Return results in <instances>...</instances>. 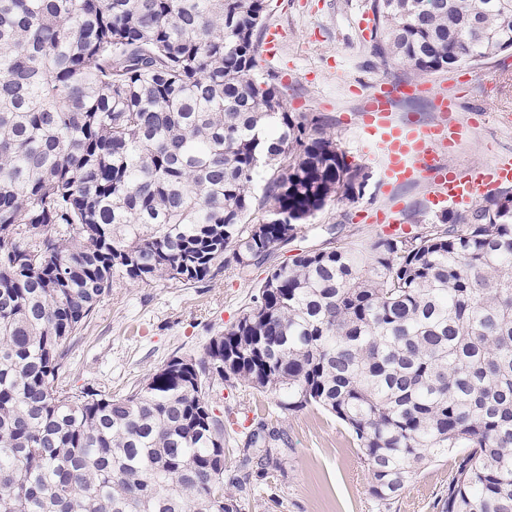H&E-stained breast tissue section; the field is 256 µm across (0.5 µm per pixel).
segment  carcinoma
Segmentation results:
<instances>
[{
	"label": "carcinoma",
	"mask_w": 512,
	"mask_h": 512,
	"mask_svg": "<svg viewBox=\"0 0 512 512\" xmlns=\"http://www.w3.org/2000/svg\"><path fill=\"white\" fill-rule=\"evenodd\" d=\"M267 0H0V512L280 505L283 433L254 414L224 488L215 385L341 421L382 505L462 449L437 512H512V192L465 224L268 265L368 178L259 68ZM371 47L416 75L512 43L503 0H371ZM267 266L203 356L124 396L67 362L114 276L193 285Z\"/></svg>",
	"instance_id": "carcinoma-1"
}]
</instances>
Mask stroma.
Returning a JSON list of instances; mask_svg holds the SVG:
<instances>
[{
  "mask_svg": "<svg viewBox=\"0 0 512 512\" xmlns=\"http://www.w3.org/2000/svg\"><path fill=\"white\" fill-rule=\"evenodd\" d=\"M369 0H270L265 25L283 30V49L274 71L288 70L293 81L285 86L288 109L325 115L349 161L374 170L357 124L360 101L348 91L351 82H410L414 76L399 64L385 65L356 29ZM427 82L461 91L471 108L472 136L450 155L453 168L492 163L512 152V122L498 121L500 109L512 111V53L483 64L455 67L427 75ZM371 178L363 196L352 202L331 201L303 224L288 248L275 251L279 264L301 250L328 247V225L337 224L347 242L378 236L374 224L360 223L364 212L384 207L394 198L407 204L409 231L441 223V216L426 209L427 188L413 185L396 195L378 191ZM261 268L239 274L225 267L213 279L185 286L169 280L138 284L115 277L108 297L76 338L68 359V379L75 389L124 395L141 385L175 356H201L212 337L222 334L248 305ZM218 406L234 431L250 426L256 408L266 397L241 388L226 387L217 395ZM280 428L288 443L282 446L281 469L274 480L281 504L274 512H383L369 493L371 475L347 428L331 414L307 408L283 415ZM458 456L448 457L422 470L384 512H434L433 503L448 486Z\"/></svg>",
  "mask_w": 512,
  "mask_h": 512,
  "instance_id": "stroma-1",
  "label": "stroma"
}]
</instances>
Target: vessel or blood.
Listing matches in <instances>:
<instances>
[{
    "mask_svg": "<svg viewBox=\"0 0 512 512\" xmlns=\"http://www.w3.org/2000/svg\"><path fill=\"white\" fill-rule=\"evenodd\" d=\"M362 93L359 134L369 147V156L379 170L380 188L390 193L399 188L425 183L429 211L440 214L448 208L467 210L512 185V155L499 156L490 164L463 169L448 165L449 148L470 136L467 122L457 119L462 104L455 94L433 89L438 120L430 125L399 120L391 102L399 95L412 94L404 83L378 82Z\"/></svg>",
    "mask_w": 512,
    "mask_h": 512,
    "instance_id": "vessel-or-blood-1",
    "label": "vessel or blood"
}]
</instances>
